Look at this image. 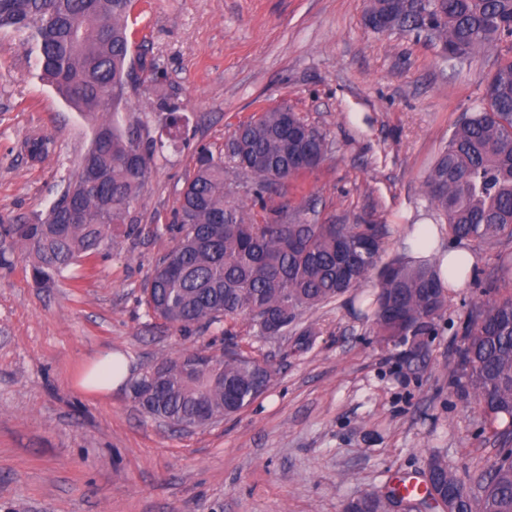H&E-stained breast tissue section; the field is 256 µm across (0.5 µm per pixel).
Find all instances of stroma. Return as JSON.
I'll list each match as a JSON object with an SVG mask.
<instances>
[{
  "mask_svg": "<svg viewBox=\"0 0 512 512\" xmlns=\"http://www.w3.org/2000/svg\"><path fill=\"white\" fill-rule=\"evenodd\" d=\"M369 0H135L132 53L154 80L130 99L156 143L135 212L138 233L50 286L0 235V512H344L396 476L444 457L464 491L500 460L475 399L450 382L461 328L503 277L512 238L474 247L476 277L448 291L424 355L379 342L373 283L303 311L286 334L234 327L239 347L273 368L237 415L193 431L147 417L128 386L82 382L109 352L132 377L186 350L219 355L224 327L182 333L153 318L143 287L172 241L165 231L200 149L219 153L235 125L287 104L325 134L315 171L290 180L291 205L315 218L383 224L384 259L405 256L417 224L437 223L424 180L456 124L481 104L495 53L443 57L422 38L366 28ZM167 99L178 108L171 136ZM91 126L45 82L27 34L0 28V216L47 211L91 139ZM52 143L43 159L27 143Z\"/></svg>",
  "mask_w": 512,
  "mask_h": 512,
  "instance_id": "obj_1",
  "label": "stroma"
}]
</instances>
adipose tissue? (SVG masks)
Masks as SVG:
<instances>
[{
    "instance_id": "adipose-tissue-1",
    "label": "adipose tissue",
    "mask_w": 512,
    "mask_h": 512,
    "mask_svg": "<svg viewBox=\"0 0 512 512\" xmlns=\"http://www.w3.org/2000/svg\"><path fill=\"white\" fill-rule=\"evenodd\" d=\"M405 246L411 259H436L441 276L451 277L452 285L456 288L465 285L478 263L477 256L470 250L444 246L439 230L433 224L415 225Z\"/></svg>"
}]
</instances>
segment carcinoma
<instances>
[{"label":"carcinoma","mask_w":512,"mask_h":512,"mask_svg":"<svg viewBox=\"0 0 512 512\" xmlns=\"http://www.w3.org/2000/svg\"><path fill=\"white\" fill-rule=\"evenodd\" d=\"M133 0H0V27L29 32L41 73L92 122L90 145L59 201L46 213L13 219L5 235L33 258L34 278L112 246L119 231L138 230L131 211L151 173L154 141L143 123L126 124L129 92L142 76L128 70ZM372 31L424 36L448 58L490 47L506 54L487 75L482 106L458 123L425 179L448 235L485 243L512 238V0H370ZM238 156L202 150L166 227L174 240L143 289L152 314L181 332L199 323L247 321L261 336H282L302 308L340 297L370 276V303L380 341L427 346L446 310L448 289L437 263L381 262L378 224H319L311 203L275 202L288 181L316 170L326 136L295 112L264 111L231 134ZM485 296L462 327L453 371L460 396L473 397L502 444L512 441V284L482 286ZM271 367L229 347L164 358L135 384L134 401L173 426L203 428L239 413L269 386ZM420 499L395 490L350 501L346 512H512V454L477 478L478 493L448 497V463L431 456Z\"/></svg>","instance_id":"carcinoma-1"}]
</instances>
